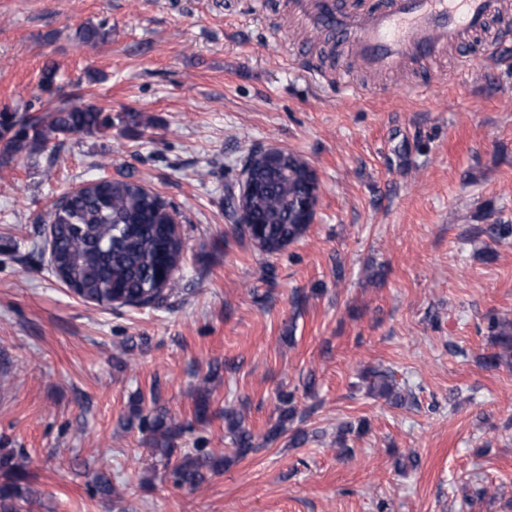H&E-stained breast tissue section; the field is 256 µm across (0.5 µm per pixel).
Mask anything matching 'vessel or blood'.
Wrapping results in <instances>:
<instances>
[{
    "label": "vessel or blood",
    "instance_id": "vessel-or-blood-1",
    "mask_svg": "<svg viewBox=\"0 0 512 512\" xmlns=\"http://www.w3.org/2000/svg\"><path fill=\"white\" fill-rule=\"evenodd\" d=\"M311 28L330 32L376 71H396L466 44L483 31L497 0H385L370 10L344 9L339 0H290Z\"/></svg>",
    "mask_w": 512,
    "mask_h": 512
}]
</instances>
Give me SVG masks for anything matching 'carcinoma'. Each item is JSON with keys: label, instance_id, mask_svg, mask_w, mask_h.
I'll return each mask as SVG.
<instances>
[{"label": "carcinoma", "instance_id": "carcinoma-1", "mask_svg": "<svg viewBox=\"0 0 512 512\" xmlns=\"http://www.w3.org/2000/svg\"><path fill=\"white\" fill-rule=\"evenodd\" d=\"M149 127L139 112H118L90 104L61 103L41 115L0 111V153L13 158H37L50 142L59 137L95 135L112 128ZM307 163L288 153V173L272 175L257 170L248 205L251 223L238 224V233L248 238L261 252L277 254L299 240L308 225L295 223V203L309 195L304 177ZM175 209L161 195L127 175L121 179L100 177L54 205L49 214L55 253L59 266L56 275L81 298L99 305L144 307L153 304L166 290L176 286L175 275L182 259V240L173 224ZM490 239L500 242L512 237V224H491L483 229ZM488 329L494 351L480 357L490 369L512 367V318L492 315ZM364 379L371 395L391 406L408 401L389 372L370 369ZM279 419L267 438L285 430L297 416L294 396H279ZM227 430L233 436L236 453L243 457L254 450V437L235 412L224 414ZM141 426L159 434L162 448L152 449L156 461L168 470L177 487L196 489L224 466V458L210 452L185 455L169 466L170 447L178 429L167 425V413L140 417ZM368 432L363 420L347 421L336 429L334 445L343 456L353 449L348 436ZM0 512H24L32 504L35 491L29 483L24 462L11 451L0 448Z\"/></svg>", "mask_w": 512, "mask_h": 512}]
</instances>
